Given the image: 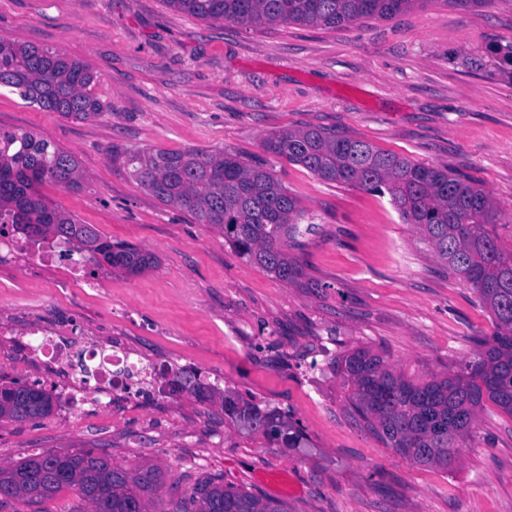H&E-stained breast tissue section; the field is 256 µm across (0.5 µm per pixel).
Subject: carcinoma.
<instances>
[{"label": "carcinoma", "instance_id": "cac0c4a2", "mask_svg": "<svg viewBox=\"0 0 512 512\" xmlns=\"http://www.w3.org/2000/svg\"><path fill=\"white\" fill-rule=\"evenodd\" d=\"M177 11L213 22L241 25L298 24L341 27L355 21L391 19L432 0H166ZM489 65L512 81V41L490 48ZM96 76L83 63L48 48L0 38V87L48 112L85 120L105 108L90 92ZM265 153L300 165L323 181L389 195L400 220L417 228L421 240L459 280L478 293L496 332L481 339L474 356L428 381L408 378L382 355L349 350L332 367L348 391L350 406L387 448L421 466L448 469L472 436L477 417L490 402L512 416V254L504 255L495 231L497 210L484 189L448 169L414 162L362 140L321 129H285L262 143ZM140 187L160 202L192 214L198 223L224 231V239L246 261L275 278H305L288 252L300 234L297 202L288 188L261 164L200 149L112 153ZM77 158L38 134L0 132V214L15 229L42 238L78 244L97 267L137 275L157 257L105 238L55 206L38 186L50 182L67 190L82 187ZM187 395L212 393L198 373L180 378ZM224 415L267 438L296 448L300 435L282 418L261 411L238 395L221 396ZM53 411V397L11 381L0 389V419L34 420ZM162 470L144 463L113 464L96 448L47 451L0 466V504L10 499L41 502L74 490L90 512H148L147 497L162 484ZM172 512H287L211 478L199 481Z\"/></svg>", "mask_w": 512, "mask_h": 512}]
</instances>
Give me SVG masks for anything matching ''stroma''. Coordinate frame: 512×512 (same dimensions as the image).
Instances as JSON below:
<instances>
[{
  "instance_id": "35a3bbf8",
  "label": "stroma",
  "mask_w": 512,
  "mask_h": 512,
  "mask_svg": "<svg viewBox=\"0 0 512 512\" xmlns=\"http://www.w3.org/2000/svg\"><path fill=\"white\" fill-rule=\"evenodd\" d=\"M0 37L61 51L98 79L102 116L64 118L0 89V131L31 130L72 152L83 187L41 192L112 241L156 255L141 274L102 267L99 285L61 267L0 260V379L60 394L85 348L120 343L144 364L200 372L216 391L295 422L286 448L225 416L218 401L86 387L72 412L0 420V464L45 450L97 448L114 464L148 461L164 484L148 505L212 477L287 512H512V417L487 406L453 467L414 464L360 425L331 362L365 347L428 380L471 358L495 321L449 275L388 197L327 183L266 154L285 128L323 129L448 168L489 192L512 252V82L468 61L512 40V5L414 7L338 28L245 27L163 0H0ZM198 148L263 164L304 210L289 251L307 281L247 262L222 231L162 204L110 161L111 150ZM56 334L61 362L33 350Z\"/></svg>"
}]
</instances>
